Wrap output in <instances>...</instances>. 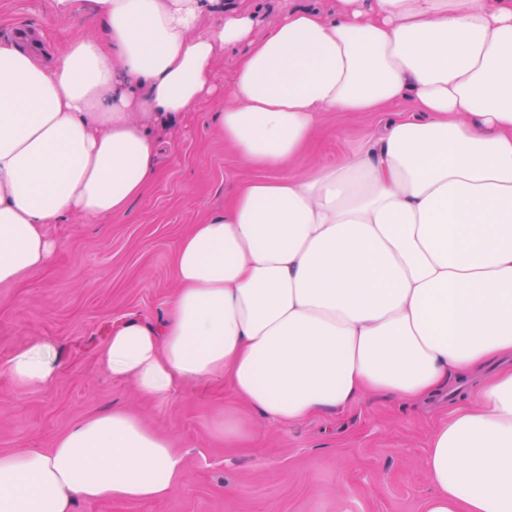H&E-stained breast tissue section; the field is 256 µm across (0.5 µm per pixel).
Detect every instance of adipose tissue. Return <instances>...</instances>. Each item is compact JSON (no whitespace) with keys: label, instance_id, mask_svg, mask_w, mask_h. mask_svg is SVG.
Instances as JSON below:
<instances>
[{"label":"adipose tissue","instance_id":"1","mask_svg":"<svg viewBox=\"0 0 512 512\" xmlns=\"http://www.w3.org/2000/svg\"><path fill=\"white\" fill-rule=\"evenodd\" d=\"M94 3L102 35L48 59L0 40V284L48 265L46 225L127 213L156 177L158 126L206 100L226 98L219 130L259 168L295 159L324 113L412 111L340 165L244 183L192 225L167 318L113 324V380L158 399L221 383L292 424L368 391L418 403L512 355V0H336L261 34L220 0ZM5 370L44 388L64 366L40 337ZM425 468L424 512H512V367L433 431ZM183 479L167 438L114 411L0 454V512L156 502Z\"/></svg>","mask_w":512,"mask_h":512}]
</instances>
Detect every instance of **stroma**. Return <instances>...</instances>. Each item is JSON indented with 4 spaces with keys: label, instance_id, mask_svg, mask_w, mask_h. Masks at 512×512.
Segmentation results:
<instances>
[{
    "label": "stroma",
    "instance_id": "35a3bbf8",
    "mask_svg": "<svg viewBox=\"0 0 512 512\" xmlns=\"http://www.w3.org/2000/svg\"><path fill=\"white\" fill-rule=\"evenodd\" d=\"M46 35L60 51L73 37L101 33L91 0L60 16L52 0H0V40L17 31ZM222 99L205 101L164 129L168 145L156 179L127 215L105 224H50L59 248L50 265L15 285H0V362L38 337L51 339L65 371L28 389L0 373V453L49 448L76 423L115 409L172 437L184 486L151 503L80 502L75 512H423L430 483L423 457L433 429L469 403L480 381L449 386L418 409L381 393L338 413L269 425L220 384H190L166 400L117 382L98 366L113 320L163 321L175 294V245L191 225L224 209L236 186L273 170L243 165L218 131ZM379 113L330 112L301 158L286 169L304 176L340 163L379 130ZM228 411L244 434L217 437L213 420Z\"/></svg>",
    "mask_w": 512,
    "mask_h": 512
}]
</instances>
